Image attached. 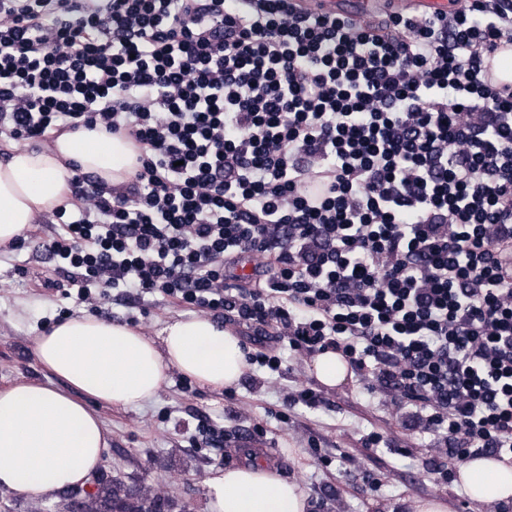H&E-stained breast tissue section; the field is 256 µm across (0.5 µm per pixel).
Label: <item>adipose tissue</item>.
<instances>
[{
  "label": "adipose tissue",
  "mask_w": 512,
  "mask_h": 512,
  "mask_svg": "<svg viewBox=\"0 0 512 512\" xmlns=\"http://www.w3.org/2000/svg\"><path fill=\"white\" fill-rule=\"evenodd\" d=\"M133 144L105 131L55 133L48 143L0 147V244L22 236L66 204L72 166L117 187L132 174ZM48 382L0 386V490L34 500L84 485L98 469L110 432L93 403L141 406L177 370L201 386L234 388L247 364L239 338L206 314L165 323L155 337L93 315L57 321L35 336ZM479 503L512 501V465L481 456L458 470ZM214 512H306L300 485L254 463L214 471L205 481Z\"/></svg>",
  "instance_id": "obj_1"
}]
</instances>
